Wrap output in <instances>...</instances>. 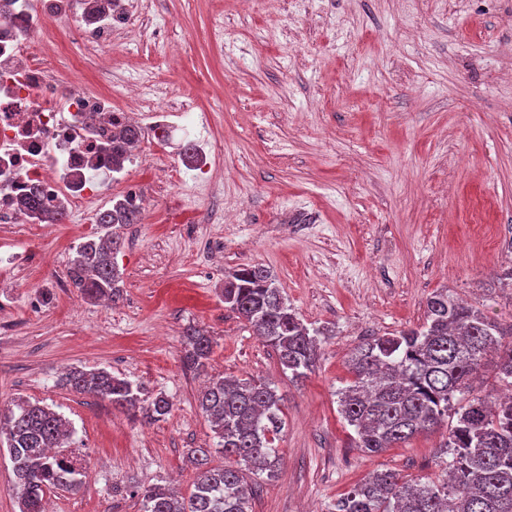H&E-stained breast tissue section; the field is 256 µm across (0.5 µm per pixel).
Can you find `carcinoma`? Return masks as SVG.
<instances>
[{
  "label": "carcinoma",
  "instance_id": "obj_1",
  "mask_svg": "<svg viewBox=\"0 0 512 512\" xmlns=\"http://www.w3.org/2000/svg\"><path fill=\"white\" fill-rule=\"evenodd\" d=\"M145 136L135 125H117L103 155L118 171ZM140 208L124 197L96 216L104 234L79 243L67 275L88 300L120 298L112 254L120 245L116 229L136 224ZM224 307L244 319L277 353L283 369L307 377L319 359V337L288 306L269 272L253 265L224 276ZM512 324L503 327L473 305L437 290L427 298L426 321L419 327L375 336L355 347L349 365L353 381L339 389V412L356 434V447L379 454L442 425L449 418L441 455L445 478L408 481L391 470H377L336 500L334 512H512V396L481 392L493 363L494 381L512 391ZM184 366L205 370L213 341L199 329L185 335ZM59 384L107 399L126 411L141 410L157 422L172 409L167 395H150L104 370L71 368ZM218 438L216 451L229 464L207 467L210 451H195L198 476L188 498L155 485L142 492V512H253L247 478L272 480L280 467L276 442L284 429L283 398L261 379L212 381L198 397ZM70 430L46 405L14 400L0 409V447L13 464L20 512H45L51 489L73 491L81 483L77 458L67 454Z\"/></svg>",
  "mask_w": 512,
  "mask_h": 512
}]
</instances>
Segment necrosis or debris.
<instances>
[{"label": "necrosis or debris", "instance_id": "obj_1", "mask_svg": "<svg viewBox=\"0 0 512 512\" xmlns=\"http://www.w3.org/2000/svg\"><path fill=\"white\" fill-rule=\"evenodd\" d=\"M34 13L18 0H0V223L29 224L19 199L39 189L47 210L67 201L71 210L88 208L97 192L91 175L108 176L111 164L99 149L112 125L129 121L110 95L79 85L60 90L44 64L42 45L24 44L25 31L41 28L57 0Z\"/></svg>", "mask_w": 512, "mask_h": 512}]
</instances>
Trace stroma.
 <instances>
[{
	"instance_id": "stroma-1",
	"label": "stroma",
	"mask_w": 512,
	"mask_h": 512,
	"mask_svg": "<svg viewBox=\"0 0 512 512\" xmlns=\"http://www.w3.org/2000/svg\"><path fill=\"white\" fill-rule=\"evenodd\" d=\"M113 31L111 72L78 44L65 14L34 44L62 85L193 118L145 139L133 165L59 224H0V403L21 397L68 421L84 467L78 490H51L53 512H141L154 485L189 496L192 450L224 464L197 397L210 377L271 381L285 428L274 480L253 512H330L375 470L435 478L447 427L397 448H356L337 391L351 350L418 326L447 289L512 323V0H129ZM138 188L151 199L122 227L118 302L84 299L67 268L99 236V211ZM262 265L307 326L327 327L319 361L293 379L225 308V273ZM212 337L203 373L182 363L188 326ZM106 369L165 393L148 424L59 384Z\"/></svg>"
}]
</instances>
